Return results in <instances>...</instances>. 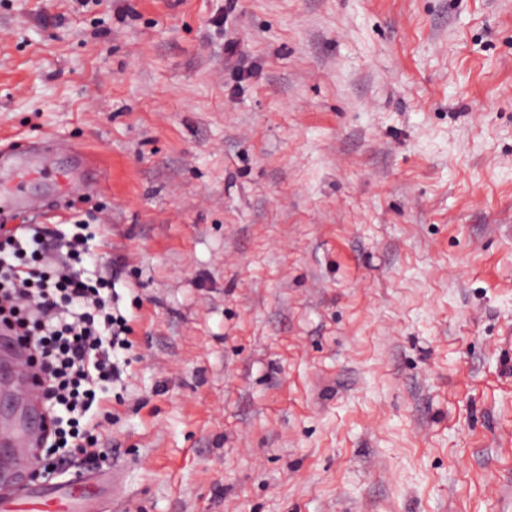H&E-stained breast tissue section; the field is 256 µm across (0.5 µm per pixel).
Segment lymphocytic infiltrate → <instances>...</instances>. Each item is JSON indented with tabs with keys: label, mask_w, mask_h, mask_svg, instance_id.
Instances as JSON below:
<instances>
[{
	"label": "lymphocytic infiltrate",
	"mask_w": 512,
	"mask_h": 512,
	"mask_svg": "<svg viewBox=\"0 0 512 512\" xmlns=\"http://www.w3.org/2000/svg\"><path fill=\"white\" fill-rule=\"evenodd\" d=\"M46 225L0 230V330L28 349L47 415L37 458L39 477L56 478L70 459L93 458L97 431L112 412L98 392L121 383L129 319L116 304L119 270L90 271L85 233Z\"/></svg>",
	"instance_id": "lymphocytic-infiltrate-1"
}]
</instances>
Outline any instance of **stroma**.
Masks as SVG:
<instances>
[{
	"instance_id": "stroma-1",
	"label": "stroma",
	"mask_w": 512,
	"mask_h": 512,
	"mask_svg": "<svg viewBox=\"0 0 512 512\" xmlns=\"http://www.w3.org/2000/svg\"><path fill=\"white\" fill-rule=\"evenodd\" d=\"M48 138L133 327L96 512H512V0H0Z\"/></svg>"
}]
</instances>
